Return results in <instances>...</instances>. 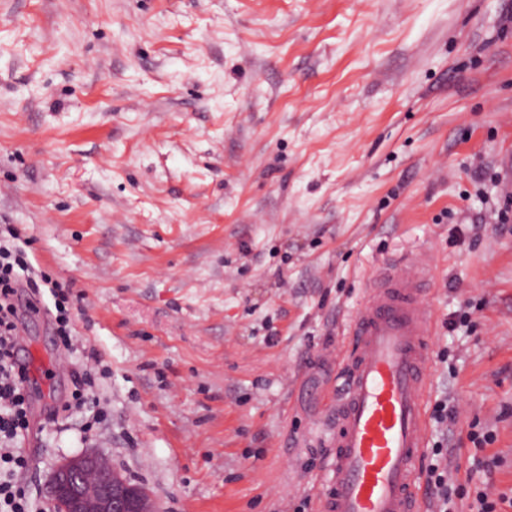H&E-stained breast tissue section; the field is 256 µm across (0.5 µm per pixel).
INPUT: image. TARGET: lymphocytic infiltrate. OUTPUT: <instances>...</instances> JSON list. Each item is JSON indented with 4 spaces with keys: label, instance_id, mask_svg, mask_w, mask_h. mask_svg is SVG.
<instances>
[{
    "label": "lymphocytic infiltrate",
    "instance_id": "f902f5d3",
    "mask_svg": "<svg viewBox=\"0 0 512 512\" xmlns=\"http://www.w3.org/2000/svg\"><path fill=\"white\" fill-rule=\"evenodd\" d=\"M14 238V233L0 231V512H35L25 487L16 479L29 464L21 443L29 431L30 405L25 391L28 369L15 354L13 299L21 286L16 271L26 262Z\"/></svg>",
    "mask_w": 512,
    "mask_h": 512
}]
</instances>
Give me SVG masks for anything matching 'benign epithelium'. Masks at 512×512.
<instances>
[{"mask_svg":"<svg viewBox=\"0 0 512 512\" xmlns=\"http://www.w3.org/2000/svg\"><path fill=\"white\" fill-rule=\"evenodd\" d=\"M50 512H158L153 498L97 452L63 458L45 487Z\"/></svg>","mask_w":512,"mask_h":512,"instance_id":"7a95c632","label":"benign epithelium"}]
</instances>
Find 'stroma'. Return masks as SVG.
<instances>
[{
  "label": "stroma",
  "instance_id": "35a3bbf8",
  "mask_svg": "<svg viewBox=\"0 0 512 512\" xmlns=\"http://www.w3.org/2000/svg\"><path fill=\"white\" fill-rule=\"evenodd\" d=\"M510 9L0 0V225L72 299L66 348L16 298L19 480L40 512L53 466L85 450L159 512H322L325 355L373 267L415 254L437 264L417 493L444 448L454 512L483 489L512 512ZM88 346L102 363L80 405Z\"/></svg>",
  "mask_w": 512,
  "mask_h": 512
}]
</instances>
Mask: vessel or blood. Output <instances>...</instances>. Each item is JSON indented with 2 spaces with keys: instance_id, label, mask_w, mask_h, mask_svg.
<instances>
[{
  "instance_id": "vessel-or-blood-1",
  "label": "vessel or blood",
  "mask_w": 512,
  "mask_h": 512,
  "mask_svg": "<svg viewBox=\"0 0 512 512\" xmlns=\"http://www.w3.org/2000/svg\"><path fill=\"white\" fill-rule=\"evenodd\" d=\"M433 266L427 256L378 264L348 323L324 512H427L415 481L427 445Z\"/></svg>"
}]
</instances>
